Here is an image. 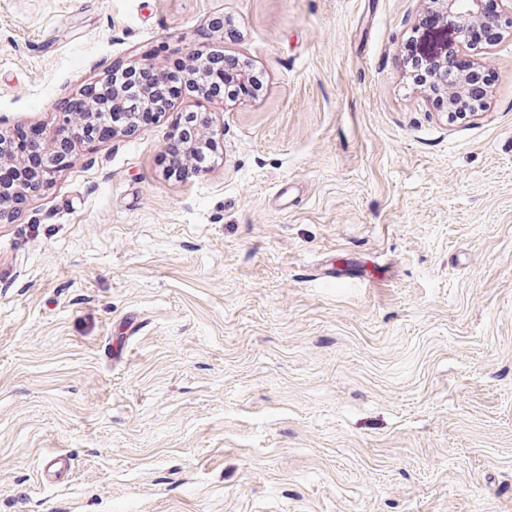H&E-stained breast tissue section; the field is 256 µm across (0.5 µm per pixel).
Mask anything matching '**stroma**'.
Wrapping results in <instances>:
<instances>
[{"label": "stroma", "mask_w": 512, "mask_h": 512, "mask_svg": "<svg viewBox=\"0 0 512 512\" xmlns=\"http://www.w3.org/2000/svg\"><path fill=\"white\" fill-rule=\"evenodd\" d=\"M425 7L0 0L5 135L164 45L264 78L76 149L0 222V512H512V34L452 122L401 58ZM187 112L223 146L176 177ZM184 127L183 121L177 137L167 143L164 150L165 159L168 161L169 166L176 170L181 169L187 160L185 155V143L187 140L185 139V135H183L185 132L183 131ZM69 471L68 458L62 454L49 455L41 469V477L47 482H57L63 479Z\"/></svg>", "instance_id": "obj_1"}]
</instances>
